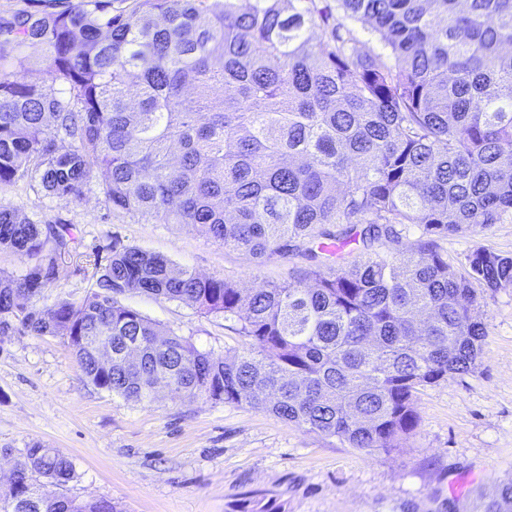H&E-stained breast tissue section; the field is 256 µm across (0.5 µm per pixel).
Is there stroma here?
<instances>
[{"mask_svg":"<svg viewBox=\"0 0 512 512\" xmlns=\"http://www.w3.org/2000/svg\"><path fill=\"white\" fill-rule=\"evenodd\" d=\"M31 223L75 225L77 242L55 277L28 303L81 300L113 241L166 256L203 276L245 288L288 281L295 256L256 265L173 224L115 211L98 186L81 201L47 194L37 182L0 190ZM456 267L489 246L512 254V223L440 240ZM487 335L469 372L420 390L419 425L406 447L368 455L243 404L202 398L127 401L97 389L60 337L0 336V484L30 441L69 457L75 477L45 495L107 499L121 512H240L272 501L284 512H483L512 478V289L477 288ZM124 304L214 355L245 339L223 316L141 293Z\"/></svg>","mask_w":512,"mask_h":512,"instance_id":"35a3bbf8","label":"stroma"}]
</instances>
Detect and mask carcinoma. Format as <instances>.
Listing matches in <instances>:
<instances>
[{
    "mask_svg": "<svg viewBox=\"0 0 512 512\" xmlns=\"http://www.w3.org/2000/svg\"><path fill=\"white\" fill-rule=\"evenodd\" d=\"M356 22L388 57L359 49ZM7 35L43 46L46 80L0 55V188L29 178L79 201L95 184L145 222L312 265L246 291L115 243L82 300L27 307L75 227L0 201V250L34 261L0 271V336L65 339L95 387L128 401L244 403L369 455L405 447L419 390L475 366L474 285L512 288V255L478 247L461 271L436 239L512 223V0H133L111 15L76 0ZM405 224L421 230L409 246L345 251L397 243ZM134 292L222 314L247 342L202 352L121 302ZM74 476L33 442L0 512H119L40 492ZM484 512H512V479Z\"/></svg>",
    "mask_w": 512,
    "mask_h": 512,
    "instance_id": "cac0c4a2",
    "label": "carcinoma"
}]
</instances>
